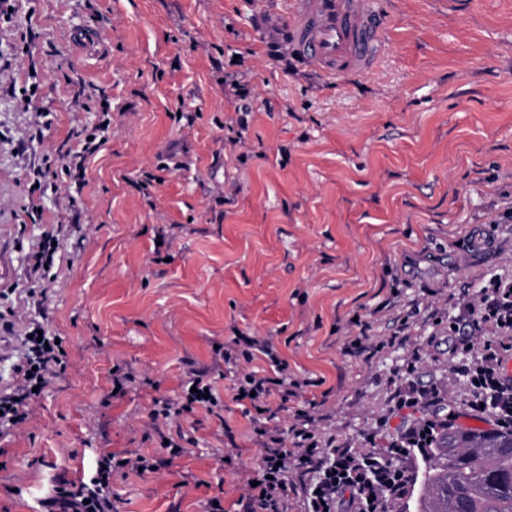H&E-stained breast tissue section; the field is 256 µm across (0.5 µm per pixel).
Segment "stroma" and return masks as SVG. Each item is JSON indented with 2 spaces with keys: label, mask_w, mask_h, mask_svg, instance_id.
I'll list each match as a JSON object with an SVG mask.
<instances>
[{
  "label": "stroma",
  "mask_w": 512,
  "mask_h": 512,
  "mask_svg": "<svg viewBox=\"0 0 512 512\" xmlns=\"http://www.w3.org/2000/svg\"><path fill=\"white\" fill-rule=\"evenodd\" d=\"M0 15V381L33 321L68 362L0 436V512H47L104 450L154 455L114 473L115 512H224L262 452L259 429L299 411L323 438L382 449L422 416L395 387L440 390L461 338L453 301L512 276V0H383L372 73L327 80L285 36L286 0H11ZM237 75L253 98L244 141ZM101 145L65 168L85 134ZM159 176L147 190L144 173ZM59 246L46 295H27L45 234ZM423 347L415 373L393 344ZM374 356L348 348L361 333ZM269 341L298 381L275 417L237 400L265 356L224 363L215 344ZM205 369L221 403L152 420ZM134 382L116 384V370ZM185 447L174 456L166 442Z\"/></svg>",
  "instance_id": "stroma-1"
}]
</instances>
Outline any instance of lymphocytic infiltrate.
<instances>
[{
    "label": "lymphocytic infiltrate",
    "mask_w": 512,
    "mask_h": 512,
    "mask_svg": "<svg viewBox=\"0 0 512 512\" xmlns=\"http://www.w3.org/2000/svg\"><path fill=\"white\" fill-rule=\"evenodd\" d=\"M470 319L461 325L466 341L481 339L478 356L455 364L458 375L469 386L471 412L492 410V422L503 430L512 429V378L504 373L506 359L512 356V282L493 281L480 298L462 294ZM23 359L14 367L15 385L0 391V427L16 428L29 416L28 405L34 388H45L50 376L65 370L67 350L57 334L36 323L22 336ZM188 392L180 401L166 398L154 401L152 419L190 415L196 410L213 411L220 404L206 374L191 372ZM453 416H435L408 428L400 445L383 452L358 454L336 443L320 439L305 426H292L290 436L279 428H263V454L247 489L246 512H285L289 494L302 501L304 512H388L392 501L404 496L411 472L405 461L411 453L423 450L429 433L452 426ZM156 460L139 455L121 458L112 452L97 455L89 484L73 486L63 482L51 500L56 512H112V475L156 471Z\"/></svg>",
    "instance_id": "obj_1"
}]
</instances>
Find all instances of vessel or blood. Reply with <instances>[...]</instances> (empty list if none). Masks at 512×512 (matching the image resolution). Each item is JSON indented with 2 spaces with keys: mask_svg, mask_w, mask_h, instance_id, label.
<instances>
[{
  "mask_svg": "<svg viewBox=\"0 0 512 512\" xmlns=\"http://www.w3.org/2000/svg\"><path fill=\"white\" fill-rule=\"evenodd\" d=\"M383 25L378 0H290L287 36L317 74L364 76L385 52Z\"/></svg>",
  "mask_w": 512,
  "mask_h": 512,
  "instance_id": "vessel-or-blood-1",
  "label": "vessel or blood"
}]
</instances>
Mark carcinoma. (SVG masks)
Instances as JSON below:
<instances>
[{
	"label": "carcinoma",
	"instance_id": "1",
	"mask_svg": "<svg viewBox=\"0 0 512 512\" xmlns=\"http://www.w3.org/2000/svg\"><path fill=\"white\" fill-rule=\"evenodd\" d=\"M420 512H512V433L442 429L424 458Z\"/></svg>",
	"mask_w": 512,
	"mask_h": 512
}]
</instances>
